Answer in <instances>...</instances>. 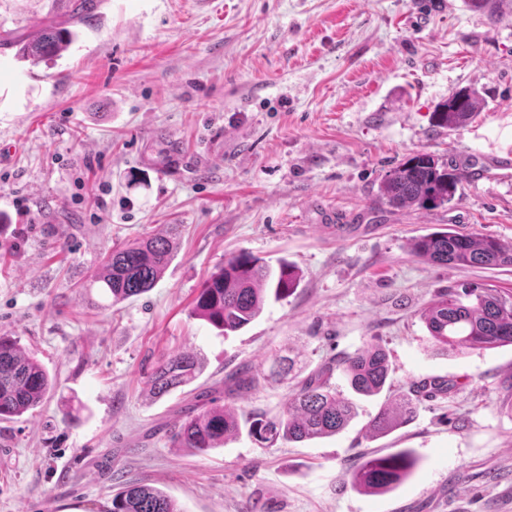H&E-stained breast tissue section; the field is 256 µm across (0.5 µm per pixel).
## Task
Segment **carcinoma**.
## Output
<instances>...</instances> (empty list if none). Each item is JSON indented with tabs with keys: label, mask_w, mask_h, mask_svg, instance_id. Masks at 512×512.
<instances>
[{
	"label": "carcinoma",
	"mask_w": 512,
	"mask_h": 512,
	"mask_svg": "<svg viewBox=\"0 0 512 512\" xmlns=\"http://www.w3.org/2000/svg\"><path fill=\"white\" fill-rule=\"evenodd\" d=\"M466 7L496 24L512 16V0H464ZM98 0H68L64 20L51 18L41 23L31 37L0 32V49L15 51L19 60L47 64L56 61L78 37V27L93 26L98 18ZM485 108L484 98L472 88L457 91L432 113L433 125L452 129L473 121ZM468 174L461 168L439 162L429 153H417L391 169L380 183L379 198L393 209H429L451 202L462 189ZM170 232L136 240L108 253L94 282L117 304L139 296L161 278L174 247ZM410 253L438 265L495 267L512 265V249L491 236L449 228L415 237ZM298 274L288 262L272 269L262 259L240 251L224 262L203 284L191 315L205 320L224 335L237 332L262 312L268 296L288 297L297 287ZM434 344L443 350L464 352L512 345V294L494 288L468 286L458 292L438 293L422 311ZM203 369L201 359L180 352L161 360L149 380V393L160 399L191 383ZM342 372L352 391L359 396L381 393L389 379L388 355L378 344H369L352 354L334 356L307 377L298 380L288 406L279 417L258 415L250 421L248 433L256 441L289 442L335 435L355 417L354 403L336 393L330 379ZM228 395L252 387L257 378L248 368L229 374ZM453 387L447 380L433 379L411 384L409 395L393 407L383 408L368 424L373 436L390 432L402 418L414 413L413 397L433 396ZM47 370L19 346L18 338L0 335V420H12L37 407L50 391ZM197 412L191 408L175 428L173 439L179 448L206 453L239 434L235 408L230 404ZM418 464L407 449L385 455L368 454L349 474L351 486L367 494L388 492L404 482ZM105 512H181L175 501L161 490L129 482L112 496Z\"/></svg>",
	"instance_id": "cac0c4a2"
}]
</instances>
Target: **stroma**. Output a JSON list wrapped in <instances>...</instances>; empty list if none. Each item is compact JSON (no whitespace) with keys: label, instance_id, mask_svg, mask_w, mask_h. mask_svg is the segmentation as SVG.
I'll list each match as a JSON object with an SVG mask.
<instances>
[{"label":"stroma","instance_id":"35a3bbf8","mask_svg":"<svg viewBox=\"0 0 512 512\" xmlns=\"http://www.w3.org/2000/svg\"><path fill=\"white\" fill-rule=\"evenodd\" d=\"M55 0H0V27L37 31ZM54 66L0 53V333L54 377L42 403L0 421V512H104L123 481L181 512H512V346L433 345L421 312L442 289L512 294V266H439L411 238L456 229L512 247V176L459 198L395 210L377 190L418 152L486 169L512 157V18L463 0H103ZM471 87L486 107L433 130ZM178 225L148 292L112 304L102 256ZM294 264L300 282L227 336L191 314L229 253ZM380 341L392 390L357 397L338 434L261 443L248 432L197 455L171 432L199 395L235 393L239 419L282 413L290 381L266 374L296 351L310 366ZM192 351L203 371L156 400L157 363ZM424 379L451 390L384 436L368 422ZM410 448L393 492L353 489L363 452Z\"/></svg>","mask_w":512,"mask_h":512}]
</instances>
